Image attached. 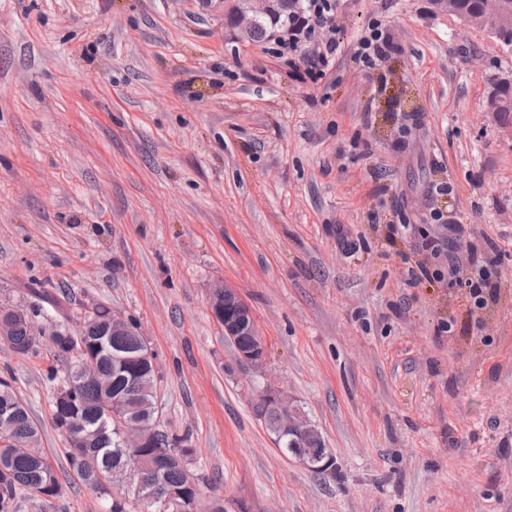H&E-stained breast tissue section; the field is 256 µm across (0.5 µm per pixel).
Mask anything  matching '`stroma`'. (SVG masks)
Masks as SVG:
<instances>
[{"label":"stroma","mask_w":512,"mask_h":512,"mask_svg":"<svg viewBox=\"0 0 512 512\" xmlns=\"http://www.w3.org/2000/svg\"><path fill=\"white\" fill-rule=\"evenodd\" d=\"M237 0H0V307H41L0 379L38 423L62 491L15 512H104L52 419L53 327L104 305L156 354L197 512H512V136L484 112L512 54L431 0H339L337 35L393 47L306 69L231 21ZM408 225L388 243L389 225ZM502 250L471 310L425 235ZM355 244L344 249L339 232ZM426 262L432 280L409 286ZM236 288L265 341L241 361L208 307ZM288 393L331 450L283 455L253 386ZM378 26L369 25L368 32H365V35L358 38L356 42L357 49L354 56L367 67L373 66L375 59L390 48L388 36Z\"/></svg>","instance_id":"1"}]
</instances>
